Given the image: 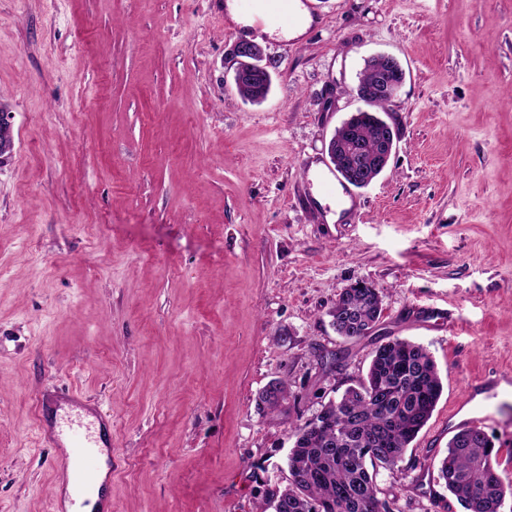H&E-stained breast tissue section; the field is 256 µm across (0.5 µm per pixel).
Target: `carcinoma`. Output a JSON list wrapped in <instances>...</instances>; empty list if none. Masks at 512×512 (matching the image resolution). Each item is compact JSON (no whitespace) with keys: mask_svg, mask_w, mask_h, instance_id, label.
I'll return each instance as SVG.
<instances>
[{"mask_svg":"<svg viewBox=\"0 0 512 512\" xmlns=\"http://www.w3.org/2000/svg\"><path fill=\"white\" fill-rule=\"evenodd\" d=\"M404 81L400 63L367 61L355 92L367 109L336 132V171L359 188L351 171L369 183L381 165L380 114L391 98L385 88ZM381 296L368 288H344L329 312L338 335L353 339L377 322ZM437 364L421 344L393 338L372 353L367 374L294 432L289 483L272 493L276 512H390L379 497L377 470L393 469L431 419L442 395ZM500 450L481 429H460L439 461L438 478L466 512H499L512 478Z\"/></svg>","mask_w":512,"mask_h":512,"instance_id":"1","label":"carcinoma"}]
</instances>
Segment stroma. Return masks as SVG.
Returning <instances> with one entry per match:
<instances>
[{"label":"stroma","mask_w":512,"mask_h":512,"mask_svg":"<svg viewBox=\"0 0 512 512\" xmlns=\"http://www.w3.org/2000/svg\"><path fill=\"white\" fill-rule=\"evenodd\" d=\"M224 2L0 0V512H65L38 427L101 419L112 512H258L294 428L389 337L427 347L444 390L381 497L465 512L435 431L466 381H512V0H302L312 26L261 41L259 105L232 85L247 31ZM383 53L405 71L390 163L330 224L310 167ZM360 279L383 315L346 339L328 312ZM486 406L512 444V384Z\"/></svg>","instance_id":"35a3bbf8"}]
</instances>
